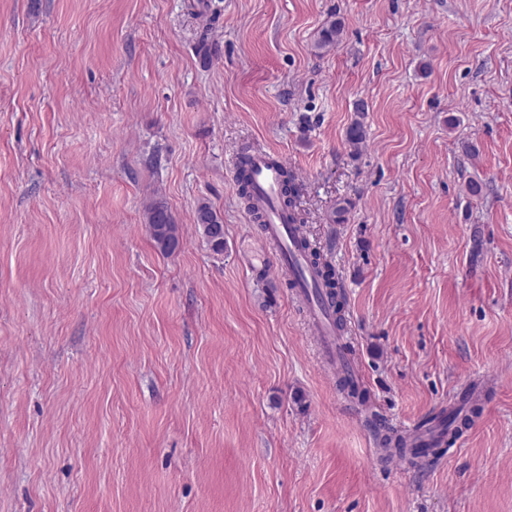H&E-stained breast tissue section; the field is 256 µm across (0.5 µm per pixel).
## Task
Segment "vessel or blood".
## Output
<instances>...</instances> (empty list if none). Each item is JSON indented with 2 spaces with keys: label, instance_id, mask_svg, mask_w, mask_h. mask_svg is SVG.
Returning a JSON list of instances; mask_svg holds the SVG:
<instances>
[{
  "label": "vessel or blood",
  "instance_id": "1",
  "mask_svg": "<svg viewBox=\"0 0 512 512\" xmlns=\"http://www.w3.org/2000/svg\"><path fill=\"white\" fill-rule=\"evenodd\" d=\"M245 160L254 196L265 212L263 231L269 250L268 264L287 271L296 280V297L307 316L312 336L321 344L327 364L335 368L337 375H344L348 369V358L335 336L332 322L314 296L306 292L312 275L306 267L304 255L297 248L298 241L304 235L303 227L290 222L287 212L278 201L281 171L285 163L282 158L262 150L247 153Z\"/></svg>",
  "mask_w": 512,
  "mask_h": 512
}]
</instances>
